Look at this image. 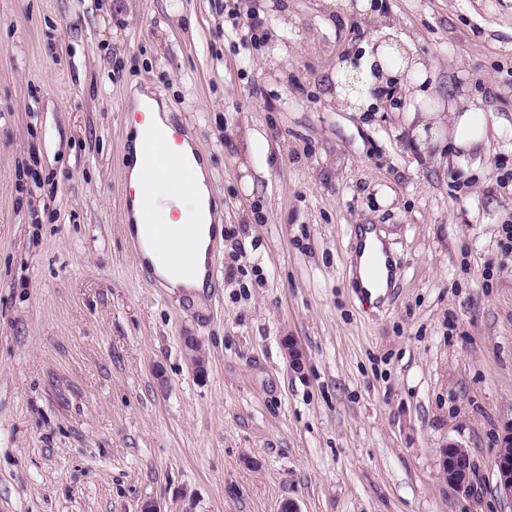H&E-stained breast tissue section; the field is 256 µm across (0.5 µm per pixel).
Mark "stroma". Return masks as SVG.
<instances>
[{
	"label": "stroma",
	"mask_w": 512,
	"mask_h": 512,
	"mask_svg": "<svg viewBox=\"0 0 512 512\" xmlns=\"http://www.w3.org/2000/svg\"><path fill=\"white\" fill-rule=\"evenodd\" d=\"M225 5L0 0V512H512V0H237L257 43ZM384 24L428 68L422 108L481 98L485 151L414 149L402 90L365 118L328 100ZM145 89L208 162L200 291L153 278L120 212ZM363 224L397 265L383 302L352 272ZM451 442L472 488L441 476ZM186 359L194 376L203 379L207 375V358L203 350L202 342L192 335L184 336ZM494 472L495 491L503 502L512 504V427L505 431L500 440V448L494 460Z\"/></svg>",
	"instance_id": "35a3bbf8"
}]
</instances>
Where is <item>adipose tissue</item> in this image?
Segmentation results:
<instances>
[{
  "label": "adipose tissue",
  "mask_w": 512,
  "mask_h": 512,
  "mask_svg": "<svg viewBox=\"0 0 512 512\" xmlns=\"http://www.w3.org/2000/svg\"><path fill=\"white\" fill-rule=\"evenodd\" d=\"M360 83L356 90H348L343 82H336L333 98L357 117H365L374 104L370 89L382 91L400 85L411 97L420 99V86L426 80V68L419 56L408 46L380 41L375 52L367 54L358 72ZM488 121L480 98L463 99L461 106L451 112L409 111L405 114L404 132L411 145L427 152L439 140H447L460 157L479 151L487 135ZM192 180V191L176 195L171 185L177 181ZM129 184L136 194L147 196L155 212L152 225H135L134 231L143 242L142 256L154 265L156 272L171 287L200 288L205 284L207 247L212 233L208 224H198L194 216L209 198L205 173L200 165L184 169L172 167L151 181H143L140 166H132ZM192 230L197 245L191 269L175 267L171 258L181 248V230Z\"/></svg>",
  "instance_id": "obj_1"
}]
</instances>
